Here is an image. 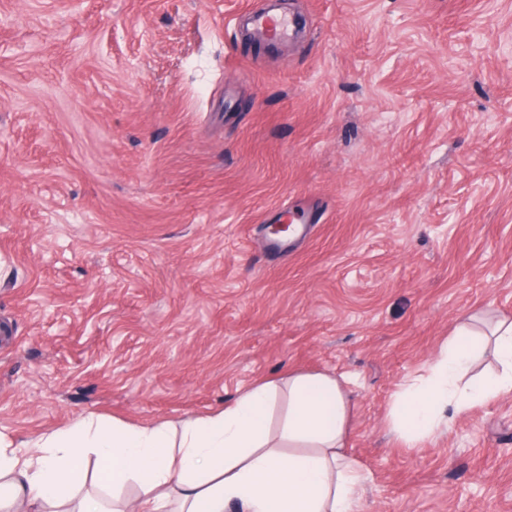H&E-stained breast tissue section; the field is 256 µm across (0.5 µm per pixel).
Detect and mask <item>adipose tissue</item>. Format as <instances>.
<instances>
[{
  "label": "adipose tissue",
  "instance_id": "1",
  "mask_svg": "<svg viewBox=\"0 0 512 512\" xmlns=\"http://www.w3.org/2000/svg\"><path fill=\"white\" fill-rule=\"evenodd\" d=\"M497 372L474 376L480 354ZM288 415L272 436L280 388ZM512 394V319H459L430 375L401 389L389 422L405 442L435 435L451 416ZM354 403L326 373L259 379L209 413L135 424L86 415L33 439L0 434V512H357L366 475L346 450ZM111 500L83 493V464ZM135 485L134 501L122 499Z\"/></svg>",
  "mask_w": 512,
  "mask_h": 512
}]
</instances>
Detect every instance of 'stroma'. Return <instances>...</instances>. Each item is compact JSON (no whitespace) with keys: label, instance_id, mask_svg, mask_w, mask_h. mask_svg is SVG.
Masks as SVG:
<instances>
[{"label":"stroma","instance_id":"stroma-1","mask_svg":"<svg viewBox=\"0 0 512 512\" xmlns=\"http://www.w3.org/2000/svg\"><path fill=\"white\" fill-rule=\"evenodd\" d=\"M0 0V433L344 380L362 512H512V397L405 380L512 316V0ZM308 235L273 249L282 209ZM269 6L263 12H256L252 24L257 34L271 32L281 41H287L291 36V23L288 16L277 8L276 2H268ZM487 351L499 370L467 378L474 361ZM510 394L512 319L501 317L487 322L472 314L458 320L433 360L430 375L395 395L389 422L402 440L413 443L435 435L448 425L451 416Z\"/></svg>","mask_w":512,"mask_h":512}]
</instances>
